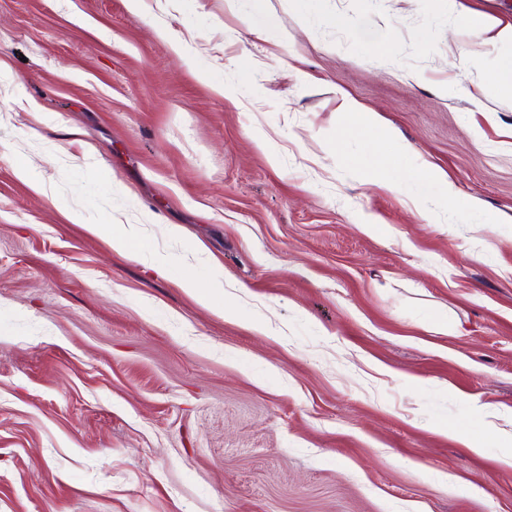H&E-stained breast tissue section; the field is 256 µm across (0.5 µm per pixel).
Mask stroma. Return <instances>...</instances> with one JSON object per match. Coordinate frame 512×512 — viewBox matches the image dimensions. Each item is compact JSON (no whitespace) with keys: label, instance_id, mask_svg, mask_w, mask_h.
<instances>
[{"label":"stroma","instance_id":"stroma-1","mask_svg":"<svg viewBox=\"0 0 512 512\" xmlns=\"http://www.w3.org/2000/svg\"><path fill=\"white\" fill-rule=\"evenodd\" d=\"M476 17L512 0H0V512H512V50Z\"/></svg>","mask_w":512,"mask_h":512}]
</instances>
